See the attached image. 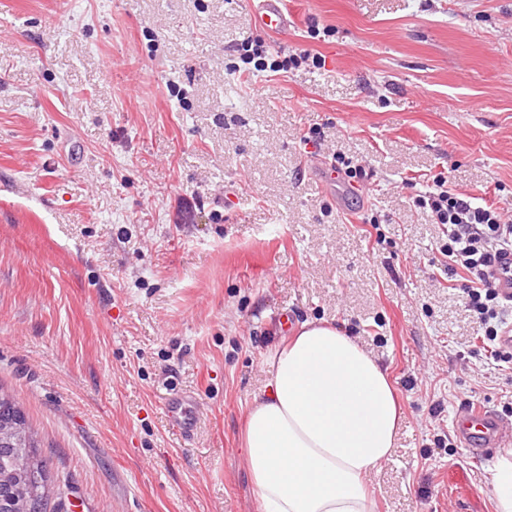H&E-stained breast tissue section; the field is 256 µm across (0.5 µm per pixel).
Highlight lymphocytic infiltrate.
Segmentation results:
<instances>
[{"label":"lymphocytic infiltrate","mask_w":512,"mask_h":512,"mask_svg":"<svg viewBox=\"0 0 512 512\" xmlns=\"http://www.w3.org/2000/svg\"><path fill=\"white\" fill-rule=\"evenodd\" d=\"M239 58L244 72H285L303 62L322 63L308 52H271L265 39L255 38L242 45ZM435 223L448 227V238L439 246L444 269L451 282L466 294L476 313L483 339L500 361L511 363L512 352L500 350L496 339L512 327V304L501 294L500 266L512 262V217L498 209L479 205L470 196L457 192L445 175H437L429 191L418 199Z\"/></svg>","instance_id":"f902f5d3"}]
</instances>
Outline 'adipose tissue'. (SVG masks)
I'll use <instances>...</instances> for the list:
<instances>
[{
	"mask_svg": "<svg viewBox=\"0 0 512 512\" xmlns=\"http://www.w3.org/2000/svg\"><path fill=\"white\" fill-rule=\"evenodd\" d=\"M266 366L243 438L259 512H375L368 476L401 422L387 368L323 321L302 323Z\"/></svg>",
	"mask_w": 512,
	"mask_h": 512,
	"instance_id": "1",
	"label": "adipose tissue"
}]
</instances>
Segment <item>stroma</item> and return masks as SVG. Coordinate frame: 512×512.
<instances>
[{
    "instance_id": "1",
    "label": "stroma",
    "mask_w": 512,
    "mask_h": 512,
    "mask_svg": "<svg viewBox=\"0 0 512 512\" xmlns=\"http://www.w3.org/2000/svg\"><path fill=\"white\" fill-rule=\"evenodd\" d=\"M284 6L280 34L254 0H0V386L68 477L60 512H258L246 411L307 320L397 391L376 512H496L497 458L453 420L478 399L512 422V363L417 197L443 171L512 211V0ZM258 35L325 65L229 75ZM337 153L370 161L361 191L312 176ZM167 416L172 427L185 441H190L198 432L200 419L195 411L187 407L182 398H173L166 405Z\"/></svg>"
}]
</instances>
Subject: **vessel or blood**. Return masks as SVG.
Masks as SVG:
<instances>
[{"label": "vessel or blood", "mask_w": 512, "mask_h": 512, "mask_svg": "<svg viewBox=\"0 0 512 512\" xmlns=\"http://www.w3.org/2000/svg\"><path fill=\"white\" fill-rule=\"evenodd\" d=\"M258 17L261 24L274 32L287 31L291 25L283 0H259ZM172 427L184 440H192L198 432L200 419L180 398L170 399L166 405ZM454 432L473 456H483L489 448L512 440V426L504 422L486 406L462 408L456 415Z\"/></svg>", "instance_id": "vessel-or-blood-1"}]
</instances>
